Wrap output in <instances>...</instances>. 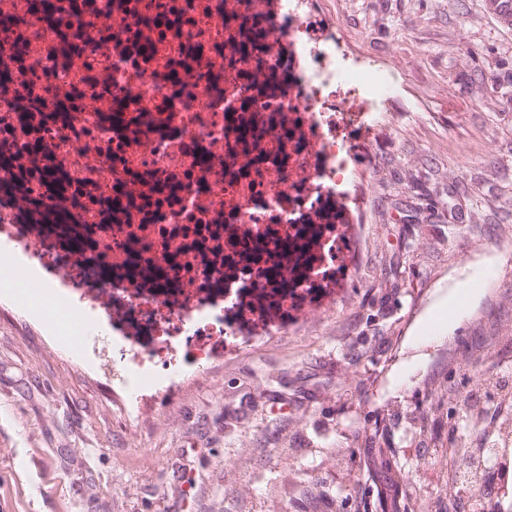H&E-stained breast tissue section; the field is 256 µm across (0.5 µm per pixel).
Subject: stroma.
<instances>
[{"instance_id": "35a3bbf8", "label": "stroma", "mask_w": 512, "mask_h": 512, "mask_svg": "<svg viewBox=\"0 0 512 512\" xmlns=\"http://www.w3.org/2000/svg\"><path fill=\"white\" fill-rule=\"evenodd\" d=\"M395 67L357 144L352 282L128 418L26 289L0 288V512H448L465 397L512 380V24L491 0H321ZM412 485L395 486L391 465Z\"/></svg>"}]
</instances>
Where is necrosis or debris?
Returning <instances> with one entry per match:
<instances>
[{
  "label": "necrosis or debris",
  "mask_w": 512,
  "mask_h": 512,
  "mask_svg": "<svg viewBox=\"0 0 512 512\" xmlns=\"http://www.w3.org/2000/svg\"><path fill=\"white\" fill-rule=\"evenodd\" d=\"M397 86L314 0H0V237L106 315L140 406L347 286Z\"/></svg>",
  "instance_id": "1"
}]
</instances>
